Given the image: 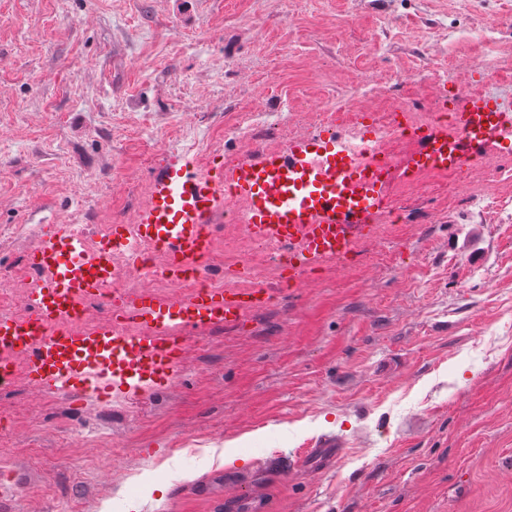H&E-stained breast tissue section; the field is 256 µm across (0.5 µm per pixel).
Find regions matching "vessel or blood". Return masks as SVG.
Here are the masks:
<instances>
[{
  "mask_svg": "<svg viewBox=\"0 0 512 512\" xmlns=\"http://www.w3.org/2000/svg\"><path fill=\"white\" fill-rule=\"evenodd\" d=\"M452 110L458 135L449 136L437 124L419 129L424 151L417 166L445 170L481 155L494 142L503 113L512 112V98L473 95L455 102ZM227 191L243 203L242 222L253 236L289 246L292 285L320 261L347 260L390 204L376 165L356 161L337 150L334 138L320 135L207 174L188 161L165 164L135 233L115 222L108 242L92 249L65 225L45 226L33 262L47 278L26 299L30 313L0 317V377L10 374L19 354L29 378L44 388L88 394L104 403L118 396L133 401L168 386L188 331L238 323L268 300V291L200 288L166 302L125 288L112 300L109 323L90 329L79 323L80 305L111 287L117 252L132 238L166 257L172 279L202 269L211 254L210 219Z\"/></svg>",
  "mask_w": 512,
  "mask_h": 512,
  "instance_id": "b4317fda",
  "label": "vessel or blood"
}]
</instances>
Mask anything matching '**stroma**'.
<instances>
[{
    "label": "stroma",
    "instance_id": "stroma-1",
    "mask_svg": "<svg viewBox=\"0 0 512 512\" xmlns=\"http://www.w3.org/2000/svg\"><path fill=\"white\" fill-rule=\"evenodd\" d=\"M398 18L388 27L386 18ZM461 0H0V315L37 231L133 223L163 162L202 166L323 133L320 111L358 79L418 67L466 81L479 63ZM367 91L371 113L389 95ZM208 102L200 110L195 100ZM258 132L230 137L240 113ZM408 187L344 263L323 262L234 326L191 333L173 381L107 406L0 381L18 418L0 436V512H512V140ZM214 281L271 287L286 270L212 218ZM242 439L240 463L204 451Z\"/></svg>",
    "mask_w": 512,
    "mask_h": 512
}]
</instances>
